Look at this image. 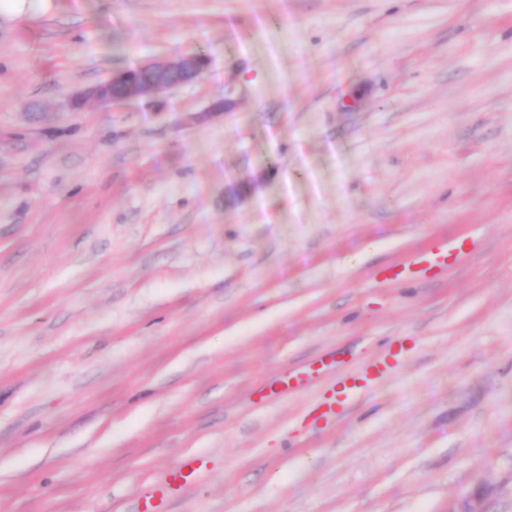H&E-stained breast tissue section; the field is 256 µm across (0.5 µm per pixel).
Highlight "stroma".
<instances>
[{"label":"stroma","mask_w":512,"mask_h":512,"mask_svg":"<svg viewBox=\"0 0 512 512\" xmlns=\"http://www.w3.org/2000/svg\"><path fill=\"white\" fill-rule=\"evenodd\" d=\"M196 53L192 82L72 105ZM453 237L431 279L379 277ZM192 454L169 512H512V0L0 15V512H135ZM112 84L116 83L123 89L122 95H114L110 82L89 88L85 99H92L100 103L120 102L132 98L151 97L159 90L163 89L154 83H144L140 80L131 78L126 73L117 74L112 78ZM390 366L391 364L385 356L375 358L373 361L367 363L361 368L358 374L361 378L346 379L343 382H340L344 392L340 404H336V399L329 397L323 401L315 410L319 411L320 414L325 417L336 415V412L338 411L337 408L340 407L343 403L353 400L358 395L361 386H365L370 381L383 376ZM350 380L352 383L346 385V383ZM359 380L363 381V385L360 386L357 383ZM305 376L306 370L304 368L289 370L287 373L277 375L266 386L267 393L264 395L276 397L286 393L297 386Z\"/></svg>","instance_id":"35a3bbf8"}]
</instances>
